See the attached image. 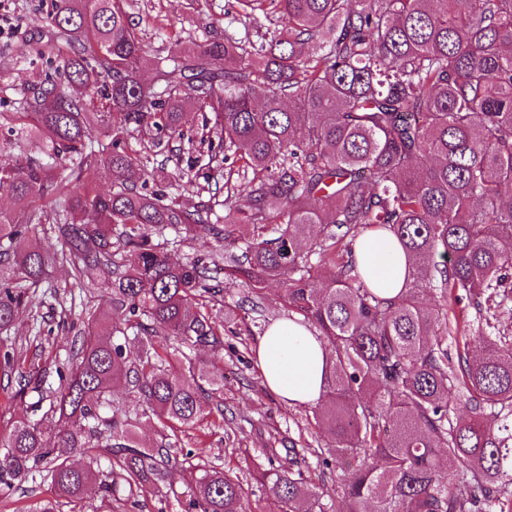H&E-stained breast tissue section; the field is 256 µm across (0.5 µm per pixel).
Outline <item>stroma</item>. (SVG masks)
<instances>
[{"mask_svg":"<svg viewBox=\"0 0 512 512\" xmlns=\"http://www.w3.org/2000/svg\"><path fill=\"white\" fill-rule=\"evenodd\" d=\"M52 0H0V113L22 111L32 99L31 83L35 76L46 77L65 86L66 77L57 57V37L46 16ZM131 11L139 20L138 31L145 47L141 62L144 75H151L157 57L167 55L173 46L194 47L224 34L238 37L265 30L266 18H252L236 0H134ZM184 138L179 150L162 151L166 134L133 133L128 142L139 153L145 169L165 162L170 192L179 203L192 206L204 184L205 170L198 158L206 153L209 133L199 112L186 113ZM106 280L102 271L93 270L84 277L83 288L72 285L68 266L53 268L46 282L58 292V299H46L39 309L40 321H33L29 309H20L11 334L15 356L23 371H47V384L58 387L57 365L67 362L81 321L90 311L105 314L107 302H88V295H99ZM285 286L271 282L265 290L261 309H252L247 290L225 285L224 301L211 307L216 321L224 322V388L213 396L217 412L193 428L179 432L172 453L184 457L188 451L203 449L204 458L218 467H230L248 474L253 456L263 449H276L287 458L290 446H324L313 418V406L287 404L267 388L255 365V348L260 331L273 322L287 319L284 306ZM70 301L71 314H62L60 300ZM170 478L177 492L175 498L159 501L157 497H141L138 504L117 501L112 497L98 500L99 512H185L189 490L183 485L180 471ZM58 501L50 483L31 480L0 484V512H34L45 501ZM59 503V512H82L76 502Z\"/></svg>","mask_w":512,"mask_h":512,"instance_id":"1","label":"stroma"}]
</instances>
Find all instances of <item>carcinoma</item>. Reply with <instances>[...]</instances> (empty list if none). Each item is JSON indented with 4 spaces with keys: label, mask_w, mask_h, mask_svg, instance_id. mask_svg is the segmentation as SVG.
Returning a JSON list of instances; mask_svg holds the SVG:
<instances>
[{
    "label": "carcinoma",
    "mask_w": 512,
    "mask_h": 512,
    "mask_svg": "<svg viewBox=\"0 0 512 512\" xmlns=\"http://www.w3.org/2000/svg\"><path fill=\"white\" fill-rule=\"evenodd\" d=\"M279 24L263 42L224 36L158 59V82L140 74L143 43L124 0H54L48 14L68 86L39 79L27 111L0 126L41 137L45 157L0 166V195L29 201L0 211V333L33 305L48 266L74 284L105 271L112 314L89 319L49 408L44 379L18 372L37 393L0 437V484L39 475L58 497L95 512L102 492L168 494L165 443L140 445L142 419L170 430L206 414L224 387V348L207 305L224 298L223 266L252 306L271 280L288 312L314 326L333 365L314 419L331 440L317 464L348 470L331 495L322 475L265 449L254 479L282 512H512V344L483 337L448 352V302L478 312L512 271V0H238ZM208 111L224 151L208 149V198L187 208L144 183L129 126L181 136L185 112ZM100 138L88 144L91 126ZM243 179L224 171L228 153ZM110 180L102 191L98 182ZM224 200H217L219 193ZM54 224L61 249L26 239ZM186 229L203 251L184 263L165 231ZM380 231L406 252L412 279L394 298L352 263L356 239ZM338 267L313 276L312 260ZM177 342L151 350L156 329ZM124 384L141 413L114 405ZM190 512H250L237 473L188 461Z\"/></svg>",
    "instance_id": "obj_1"
}]
</instances>
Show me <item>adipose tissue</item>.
<instances>
[{"mask_svg": "<svg viewBox=\"0 0 512 512\" xmlns=\"http://www.w3.org/2000/svg\"><path fill=\"white\" fill-rule=\"evenodd\" d=\"M353 258L366 282L382 289L385 297L397 295L411 276V265L401 246L381 232L359 237ZM256 365L269 391L291 405L320 400L332 367L330 350L306 326L292 321L272 323L260 336Z\"/></svg>", "mask_w": 512, "mask_h": 512, "instance_id": "adipose-tissue-1", "label": "adipose tissue"}]
</instances>
